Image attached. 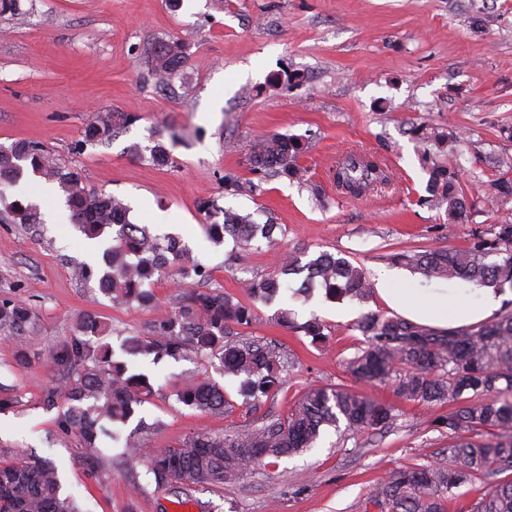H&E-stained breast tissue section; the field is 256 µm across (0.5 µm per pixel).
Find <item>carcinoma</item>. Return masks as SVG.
<instances>
[{
	"instance_id": "cac0c4a2",
	"label": "carcinoma",
	"mask_w": 512,
	"mask_h": 512,
	"mask_svg": "<svg viewBox=\"0 0 512 512\" xmlns=\"http://www.w3.org/2000/svg\"><path fill=\"white\" fill-rule=\"evenodd\" d=\"M188 61L180 40L157 43L152 71L161 82L183 72ZM136 121L130 113L98 112L86 124L80 146L105 144ZM419 143H447L453 132L414 131ZM308 149L305 140L286 134L260 137L249 155L257 181L242 182L224 175V192L254 195L270 179L286 177L303 181L306 169L299 164ZM156 167L171 163L162 141L149 149L147 158ZM428 173L425 203L446 206L448 219L467 222L472 206L460 190V169L454 156L437 161L422 153ZM30 176L57 186L66 196L70 223L89 240L105 243L101 258L80 262L72 276L82 284L92 283L98 291L118 302H135L141 307L156 303L152 286L168 269L186 286L174 307L156 320L147 333L132 332L123 338L121 349L129 356H150L158 363L178 360L194 351L218 360L226 376L239 378L237 393L246 406L282 388L284 368L278 349L254 338H233L236 325L255 320L254 309L222 292L195 288L209 271L188 247L175 237L161 244L147 225L129 220V208L119 198L89 189L82 174L37 142L18 140L0 146V184L21 185ZM336 189L359 197L373 187L390 181L377 159L350 153L333 170ZM208 214H223V222L203 225L208 239L219 246L232 240L224 264L233 268L243 254L272 244L281 225L255 223L248 214L201 204ZM11 224H37V209L14 202L6 213ZM113 244H108V241ZM307 252L289 253L279 273L242 280L255 301L265 304L290 291L288 276L305 274L299 290L315 282L333 300L346 297L364 300L371 284L363 270L346 257L320 252L302 262ZM394 260L426 276L476 281L500 292L512 288V224L497 225L487 235L474 230L463 249L434 248L407 250ZM286 327L302 332L314 342L326 339L324 324L313 318L303 324L288 319ZM32 312L11 299H0V332L17 341L34 329ZM365 338L366 347L347 362L357 379L390 383L403 399L428 404L456 403L444 422L448 447L435 453L434 461L393 469L379 481L361 503L362 512H448L452 489L476 479L488 480L468 512H512V310L496 314L470 327L436 329L401 317L367 313L354 325ZM111 329L89 312L79 318L76 332L57 349L53 361L62 372L44 397L48 409H60L59 426L77 430L86 452L83 465L92 473L104 460L96 447L97 426L103 420L126 425L152 395L153 386L144 374L129 371L127 362L113 358L105 342ZM177 401L204 413L224 412L233 407L224 387L195 376L174 385ZM393 419V409L345 387H311L298 398L287 418H265L259 425L221 435L191 436L169 448L147 447L139 420L123 440L127 463L146 464L159 488L190 491L199 486L222 488L252 474L267 459L279 460L311 448L325 426L345 428L354 434L381 430ZM0 512H81L76 499L62 492L57 466L37 454L20 455L0 464Z\"/></svg>"
}]
</instances>
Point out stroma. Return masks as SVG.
Segmentation results:
<instances>
[{"label": "stroma", "instance_id": "stroma-1", "mask_svg": "<svg viewBox=\"0 0 512 512\" xmlns=\"http://www.w3.org/2000/svg\"><path fill=\"white\" fill-rule=\"evenodd\" d=\"M189 47L184 72L159 85L149 59L157 42ZM283 71L301 73L293 89L273 84ZM104 109L136 115L108 144L80 147L90 117ZM455 128L454 150L434 148L437 159L455 154L461 188L473 205L466 224L424 204L428 174L411 133L416 125ZM512 0H20L0 15V145L43 143L81 172L88 188L124 199L130 219L153 234H172L210 272L203 290L251 303L240 281L276 274L285 253L347 255L367 278L398 268L407 249L462 248L472 229L488 232L512 223V198L488 201L493 179L512 177ZM170 143L173 166L158 169L132 154L159 136ZM299 135L309 142L300 163L305 183L273 179L259 195H230L224 177H252L249 154L262 134ZM357 151L387 164L390 185L359 198L339 195L329 178L338 159ZM7 201L38 206L35 226L0 222V299L26 304L36 330L24 342L0 335V461L32 450L53 460L65 493L83 512H162L173 490L156 486L139 465L127 468L120 444L99 435L105 457L98 473L82 464V439L63 430L43 399L59 376L51 356L75 332L79 317L96 312L119 346L134 331L174 306L176 275L154 286L155 307L118 303L75 281L71 265L91 261L94 249L67 219L62 192L33 177ZM282 225L277 244L247 254L237 270L225 268L227 245H215L202 226L201 200ZM401 269V268H398ZM399 288H459V279L401 269ZM256 319L236 332L275 344L286 359L278 394L252 409L222 414L179 403L175 380L193 373L227 392L236 384L205 357L187 353L157 365L142 362L155 393L139 409L150 425L149 443L167 448L196 434H224L269 415L287 416L311 386L342 385L394 408V424L376 434L326 429L315 445L257 470L236 484L196 490L195 512H360L372 487L393 468L425 464L448 445L445 404L406 402L391 385L366 384L345 368L365 341L355 322L365 313L396 311L378 295L329 301L287 296L253 303ZM304 323L319 318L325 342L313 344L285 328L278 310ZM30 363H16L19 350Z\"/></svg>", "mask_w": 512, "mask_h": 512}]
</instances>
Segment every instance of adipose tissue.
Listing matches in <instances>:
<instances>
[{"label":"adipose tissue","instance_id":"1","mask_svg":"<svg viewBox=\"0 0 512 512\" xmlns=\"http://www.w3.org/2000/svg\"><path fill=\"white\" fill-rule=\"evenodd\" d=\"M396 272H388L376 279L375 293L391 307L428 326H468L492 317L501 304V296L494 289L484 287L474 295L458 289L431 294H405L394 289Z\"/></svg>","mask_w":512,"mask_h":512}]
</instances>
